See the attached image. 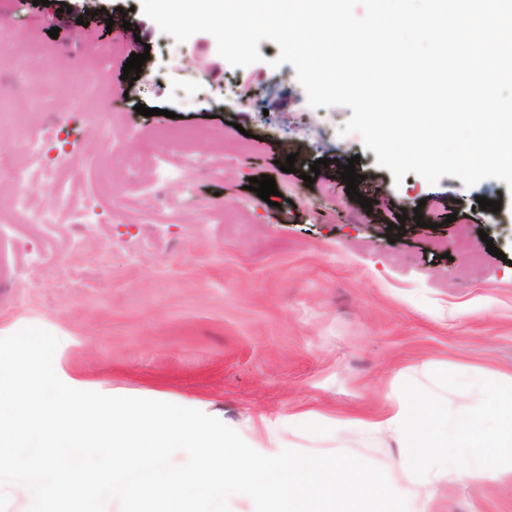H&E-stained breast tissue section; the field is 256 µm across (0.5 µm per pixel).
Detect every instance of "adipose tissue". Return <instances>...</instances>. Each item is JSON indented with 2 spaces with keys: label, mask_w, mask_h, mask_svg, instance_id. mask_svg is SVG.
<instances>
[{
  "label": "adipose tissue",
  "mask_w": 512,
  "mask_h": 512,
  "mask_svg": "<svg viewBox=\"0 0 512 512\" xmlns=\"http://www.w3.org/2000/svg\"><path fill=\"white\" fill-rule=\"evenodd\" d=\"M460 392L465 399L454 410L436 413V403ZM329 427L348 441L366 434L395 440L399 457L392 468L402 486L389 512H425V488L464 478L489 485L512 479V376L493 383L443 377L424 393L392 395L377 420L339 418ZM489 458L494 466H486Z\"/></svg>",
  "instance_id": "adipose-tissue-1"
}]
</instances>
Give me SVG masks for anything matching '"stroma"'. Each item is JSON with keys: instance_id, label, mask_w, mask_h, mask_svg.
<instances>
[{"instance_id": "35a3bbf8", "label": "stroma", "mask_w": 512, "mask_h": 512, "mask_svg": "<svg viewBox=\"0 0 512 512\" xmlns=\"http://www.w3.org/2000/svg\"><path fill=\"white\" fill-rule=\"evenodd\" d=\"M63 3L68 12L0 0L11 61L0 68V101L20 89L16 68L30 76L24 114L0 112V148L25 132L71 130L51 159L73 189L30 185L22 215L0 182V337L42 327L60 340L54 368L72 388L200 410L268 456L346 452L397 484L393 442L341 443L325 421L376 418L392 393L463 366L490 382L512 375V189L451 176L431 185L413 173L395 182L359 134L322 135L327 115L344 123L351 109L309 106L294 67H272V41L260 42V62L236 68L210 34L167 45L141 0ZM121 13L129 29L107 32L106 17ZM121 41L149 55L139 79L122 80L112 62L104 86L81 81V67ZM199 78L205 90L174 95L173 81ZM139 104L154 116L137 114ZM164 127L188 132V152L207 165L167 185L173 207L158 214L141 192L150 166L134 183L95 172L110 151L140 153ZM286 146L298 154L291 173L278 165ZM354 156L372 209L349 199L332 164L305 184L314 161ZM264 175L277 206L246 188ZM485 189L501 197L507 222L480 209ZM416 209L424 226L405 221L388 241L400 211ZM292 413L306 416L295 430L257 428L260 417ZM428 509L512 512V486L451 482Z\"/></svg>"}]
</instances>
